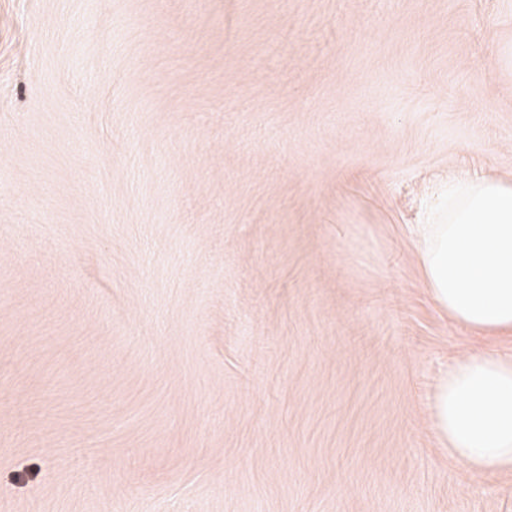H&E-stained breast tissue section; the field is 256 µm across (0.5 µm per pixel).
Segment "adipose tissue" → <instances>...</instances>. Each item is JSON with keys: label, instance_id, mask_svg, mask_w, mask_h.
Returning <instances> with one entry per match:
<instances>
[{"label": "adipose tissue", "instance_id": "obj_1", "mask_svg": "<svg viewBox=\"0 0 512 512\" xmlns=\"http://www.w3.org/2000/svg\"><path fill=\"white\" fill-rule=\"evenodd\" d=\"M434 305L484 336L512 334V178L449 176L415 228ZM431 428L470 473L512 471V357L477 349L449 363L429 403Z\"/></svg>", "mask_w": 512, "mask_h": 512}]
</instances>
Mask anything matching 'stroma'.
<instances>
[{"instance_id":"obj_1","label":"stroma","mask_w":512,"mask_h":512,"mask_svg":"<svg viewBox=\"0 0 512 512\" xmlns=\"http://www.w3.org/2000/svg\"><path fill=\"white\" fill-rule=\"evenodd\" d=\"M454 170L512 0H0V512H512L428 420Z\"/></svg>"}]
</instances>
